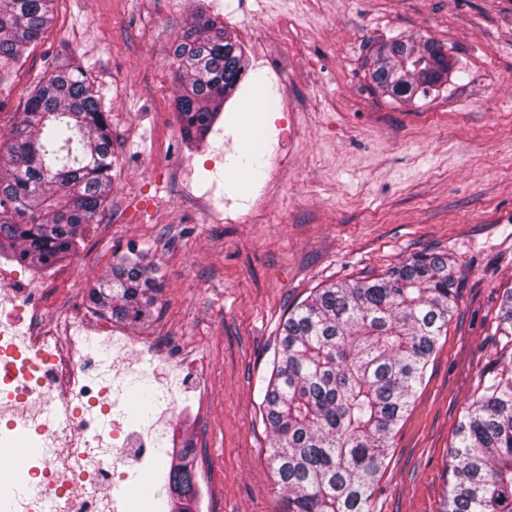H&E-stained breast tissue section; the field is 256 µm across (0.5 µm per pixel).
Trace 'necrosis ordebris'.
<instances>
[{"label":"necrosis or debris","mask_w":512,"mask_h":512,"mask_svg":"<svg viewBox=\"0 0 512 512\" xmlns=\"http://www.w3.org/2000/svg\"><path fill=\"white\" fill-rule=\"evenodd\" d=\"M278 129L274 159L246 181L247 211L263 210L288 171ZM43 288L0 263V455L29 451L30 466L0 483L15 512H159L163 486L134 491L136 476L155 471L154 449L185 390L175 361L136 364L133 341L76 320L68 310L48 312ZM106 360L90 356L92 346ZM153 381L157 397L149 423L132 426L118 409L120 387L134 367ZM52 448L44 456L42 447Z\"/></svg>","instance_id":"necrosis-or-debris-1"}]
</instances>
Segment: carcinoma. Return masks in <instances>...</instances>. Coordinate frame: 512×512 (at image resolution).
Listing matches in <instances>:
<instances>
[{"mask_svg":"<svg viewBox=\"0 0 512 512\" xmlns=\"http://www.w3.org/2000/svg\"><path fill=\"white\" fill-rule=\"evenodd\" d=\"M54 0H0V84L41 39ZM176 51L184 135L202 142L247 76L239 41L201 15ZM439 43L393 37L372 54L368 76L396 102L427 96L448 79ZM112 190V130L99 91L68 57L33 81L9 138L0 141V255L45 267L74 251ZM143 253L125 254L91 288L102 316L149 324L159 286ZM456 304L448 257L418 254L371 280L317 289L284 319L263 398L272 463L288 512H368L389 454L439 336ZM512 334V290L500 305ZM193 448L171 453L169 506L198 497ZM451 457L455 482L444 512H512V377L470 405Z\"/></svg>","mask_w":512,"mask_h":512,"instance_id":"carcinoma-1","label":"carcinoma"}]
</instances>
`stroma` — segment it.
Instances as JSON below:
<instances>
[{
	"instance_id": "stroma-1",
	"label": "stroma",
	"mask_w": 512,
	"mask_h": 512,
	"mask_svg": "<svg viewBox=\"0 0 512 512\" xmlns=\"http://www.w3.org/2000/svg\"><path fill=\"white\" fill-rule=\"evenodd\" d=\"M55 0L54 20L0 89L6 140L52 54L87 69L112 122V191L44 303L136 336V355L177 356L190 392L161 450L191 441L196 512H288L266 457L265 379L290 309L315 289L371 279L420 253L448 255L456 308L397 426L370 512H442L451 447L473 396L512 368L499 308L512 288V0ZM253 31L249 64L284 56L291 161L245 224L203 213L201 196L245 166L247 137L216 123L186 141L173 51L194 13ZM393 36L431 39L455 68L428 99L374 89L370 53ZM143 252L161 290L135 329L95 314L88 294L113 260Z\"/></svg>"
}]
</instances>
